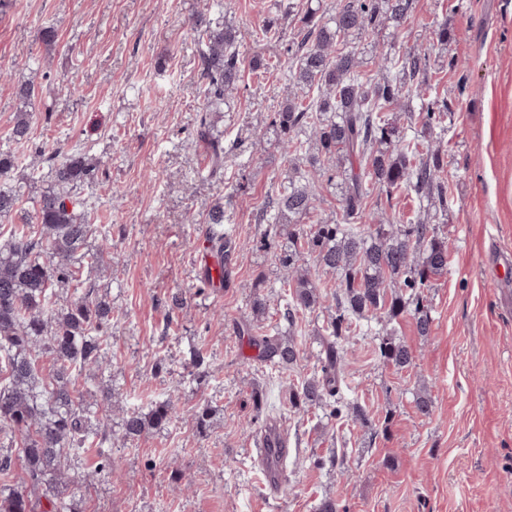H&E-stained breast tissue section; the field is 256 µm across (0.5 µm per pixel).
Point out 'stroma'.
Instances as JSON below:
<instances>
[{"label": "stroma", "mask_w": 512, "mask_h": 512, "mask_svg": "<svg viewBox=\"0 0 512 512\" xmlns=\"http://www.w3.org/2000/svg\"><path fill=\"white\" fill-rule=\"evenodd\" d=\"M302 2L230 0L209 11L214 26L240 31L242 70L229 106L211 115L224 145V168L212 176L197 136L201 0H0V150L17 159L0 187L35 169L49 174L74 152L95 168L80 196L101 216L92 244L104 268L88 278L112 306L110 351L76 386L110 389L112 448L100 473L96 449L74 460L79 512H317L326 497L349 512H512V303L502 295L512 268L497 264L512 254V0H415L401 31L351 43L377 78L374 50L403 54L443 24L450 34L447 48L430 50L427 71L430 101L447 108L427 147L447 164L438 233L448 240V268L424 291L429 336L407 315L391 324L413 368L384 364L374 334L347 336L345 393L368 411L365 427L288 402L289 384L314 373L324 312L300 321L301 359L282 372L238 333L254 301L265 303L271 324L284 307V272L274 249L258 246L265 227L257 217L287 169L264 132L291 76L288 6ZM271 21L280 38L257 40ZM45 29L52 45L40 39ZM256 55L270 69L252 71ZM28 82L37 90L31 138L16 143V90ZM219 203L236 248L224 286L210 288L201 256L206 217ZM176 294L182 305H173ZM422 391L434 401L427 417L413 403ZM167 396L178 417L166 430L124 437L126 412H148ZM207 407L202 430L196 417ZM269 416L290 446L288 481L273 499L253 456ZM332 456L336 466L314 467Z\"/></svg>", "instance_id": "obj_1"}]
</instances>
